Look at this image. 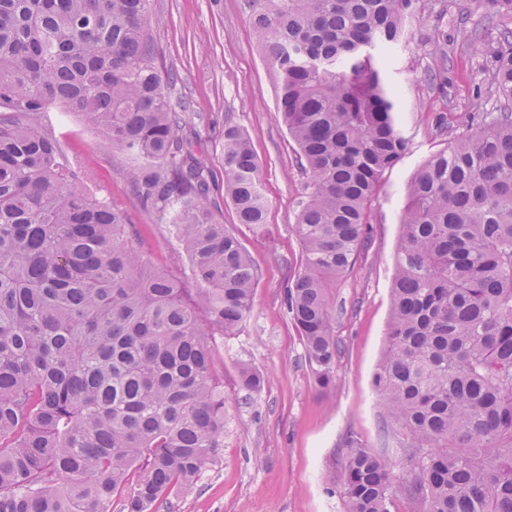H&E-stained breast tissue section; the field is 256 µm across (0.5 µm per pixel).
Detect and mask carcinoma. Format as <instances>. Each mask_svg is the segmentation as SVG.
<instances>
[{
	"instance_id": "obj_1",
	"label": "carcinoma",
	"mask_w": 512,
	"mask_h": 512,
	"mask_svg": "<svg viewBox=\"0 0 512 512\" xmlns=\"http://www.w3.org/2000/svg\"><path fill=\"white\" fill-rule=\"evenodd\" d=\"M473 42L496 111L408 186L373 384L406 438L400 472L346 441L345 512H512V0ZM276 107L309 176L288 312L316 385L341 347L329 288L354 263L384 172L409 150L379 54L426 0H249ZM150 0H0V512H158L224 447L214 344L257 270L211 204L213 171L157 65ZM74 112L132 160L134 193L190 268L152 270L124 213L43 127ZM224 195L266 223L260 165L224 121ZM237 385L263 377L243 364Z\"/></svg>"
}]
</instances>
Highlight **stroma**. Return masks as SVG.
<instances>
[{
    "instance_id": "35a3bbf8",
    "label": "stroma",
    "mask_w": 512,
    "mask_h": 512,
    "mask_svg": "<svg viewBox=\"0 0 512 512\" xmlns=\"http://www.w3.org/2000/svg\"><path fill=\"white\" fill-rule=\"evenodd\" d=\"M489 0H448L447 12L425 11L409 23L411 40L387 61L391 81L402 88L399 122L410 141L388 170L375 196L368 237L355 264L331 290L333 330L342 354L331 388H318L305 348L287 312L286 292L300 266L294 225L306 193L296 147L276 110V78L259 49L248 0H151L150 34L158 63L174 77L169 89L198 135L196 148L212 165L211 200L242 242L258 271L252 311L243 329L218 342L216 367L224 376V446L195 488L160 512H345L342 477L346 436L358 438L394 467L405 462V440L386 417L373 388L390 318V287L407 187L453 135L466 132L476 91L489 65L468 36L483 25ZM448 36L444 81H429L437 63L429 34ZM448 117V134L436 131ZM245 129L261 164L268 200L263 227L237 223L224 200V121ZM43 123L69 153H77L98 195L111 198L139 231L141 248L160 271L178 272L177 239L136 197L128 160L79 116L48 110ZM249 364L265 383L248 393L236 385L238 367Z\"/></svg>"
}]
</instances>
